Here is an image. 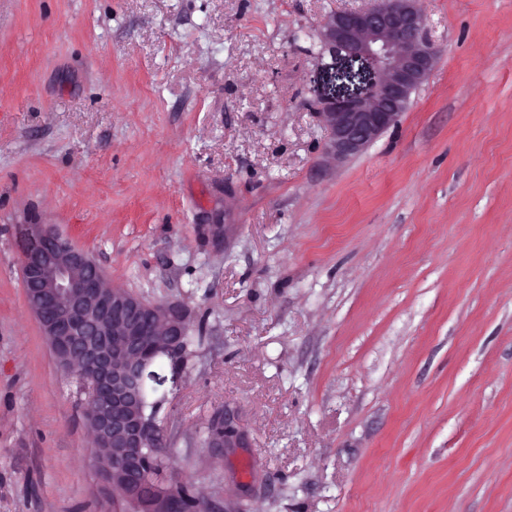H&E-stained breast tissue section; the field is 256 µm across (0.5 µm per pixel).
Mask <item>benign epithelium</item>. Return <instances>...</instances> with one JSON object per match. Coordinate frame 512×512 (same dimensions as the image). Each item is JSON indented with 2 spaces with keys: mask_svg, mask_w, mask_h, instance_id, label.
Wrapping results in <instances>:
<instances>
[{
  "mask_svg": "<svg viewBox=\"0 0 512 512\" xmlns=\"http://www.w3.org/2000/svg\"><path fill=\"white\" fill-rule=\"evenodd\" d=\"M424 24L416 0H377L374 6L342 8L323 18L322 51L333 62H360L368 75L364 90L319 100L317 118L331 161L361 153L395 125L411 94L428 78L438 49L425 36ZM21 233L23 288L43 335L60 360L78 358L92 365L87 415L99 441L113 450L101 480L112 485L132 459L151 472L146 449L159 427L136 411L148 363L137 353L138 344L119 337L145 335L141 318L150 313L173 354L188 331L186 311L106 287L101 267L50 224H23ZM212 420L211 452L237 447L242 434L230 416L220 410ZM127 501V512H187L170 494L149 503L134 496Z\"/></svg>",
  "mask_w": 512,
  "mask_h": 512,
  "instance_id": "7a95c632",
  "label": "benign epithelium"
}]
</instances>
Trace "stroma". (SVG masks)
I'll list each match as a JSON object with an SVG mask.
<instances>
[{"mask_svg": "<svg viewBox=\"0 0 512 512\" xmlns=\"http://www.w3.org/2000/svg\"><path fill=\"white\" fill-rule=\"evenodd\" d=\"M369 2L0 0V512H112L22 286L34 223L188 310L173 481L226 512H512V0H417L429 77L334 164L320 23ZM220 409L244 436L215 457Z\"/></svg>", "mask_w": 512, "mask_h": 512, "instance_id": "stroma-1", "label": "stroma"}]
</instances>
